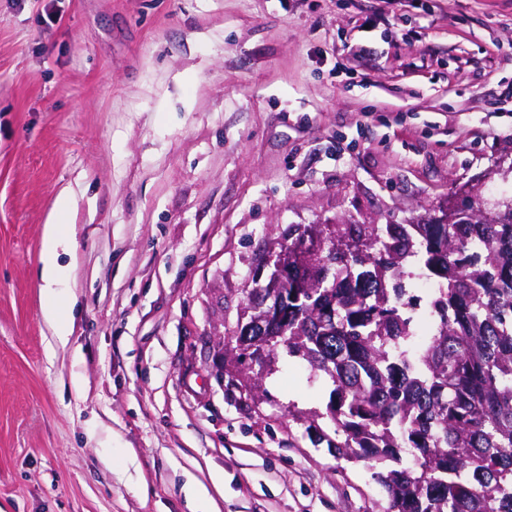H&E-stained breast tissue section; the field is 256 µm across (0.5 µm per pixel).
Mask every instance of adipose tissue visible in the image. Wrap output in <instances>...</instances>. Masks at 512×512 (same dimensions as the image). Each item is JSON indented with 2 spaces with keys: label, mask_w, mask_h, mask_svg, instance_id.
Masks as SVG:
<instances>
[{
  "label": "adipose tissue",
  "mask_w": 512,
  "mask_h": 512,
  "mask_svg": "<svg viewBox=\"0 0 512 512\" xmlns=\"http://www.w3.org/2000/svg\"><path fill=\"white\" fill-rule=\"evenodd\" d=\"M70 201L65 196H58L54 202L50 221L45 226V244L39 259V288L44 298L43 313L54 330V335L60 343H67L69 324L59 313L61 266L58 262L61 250L69 246L68 237L60 223L61 218L68 213Z\"/></svg>",
  "instance_id": "obj_1"
}]
</instances>
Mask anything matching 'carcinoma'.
<instances>
[{
  "instance_id": "cac0c4a2",
  "label": "carcinoma",
  "mask_w": 512,
  "mask_h": 512,
  "mask_svg": "<svg viewBox=\"0 0 512 512\" xmlns=\"http://www.w3.org/2000/svg\"><path fill=\"white\" fill-rule=\"evenodd\" d=\"M320 254L288 268L272 318L230 341L244 364L283 346L334 385L336 452L373 473L384 512H512V203L455 224L296 225ZM483 255L471 253L473 241ZM420 268L439 288L434 326L413 342L418 299L395 280ZM254 315L268 289L246 288Z\"/></svg>"
}]
</instances>
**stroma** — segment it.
Wrapping results in <instances>:
<instances>
[{
  "label": "stroma",
  "instance_id": "35a3bbf8",
  "mask_svg": "<svg viewBox=\"0 0 512 512\" xmlns=\"http://www.w3.org/2000/svg\"><path fill=\"white\" fill-rule=\"evenodd\" d=\"M449 200H512V0H0V512H384L331 380L227 340L294 225ZM70 200L65 196H58L54 202L50 221L45 224V244L39 259V288L44 297L43 313L54 330L56 339L66 344L69 337V324L59 313L61 266L58 262L59 249L65 251L69 246L68 235L60 224L61 218L70 209Z\"/></svg>",
  "mask_w": 512,
  "mask_h": 512
}]
</instances>
